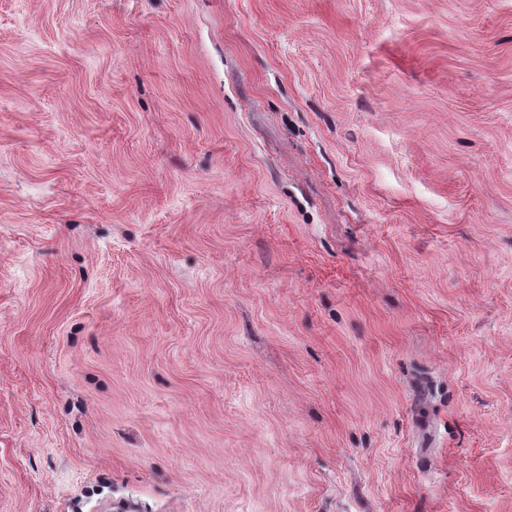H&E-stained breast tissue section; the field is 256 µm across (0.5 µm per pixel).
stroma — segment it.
I'll list each match as a JSON object with an SVG mask.
<instances>
[{
    "label": "stroma",
    "instance_id": "stroma-1",
    "mask_svg": "<svg viewBox=\"0 0 512 512\" xmlns=\"http://www.w3.org/2000/svg\"><path fill=\"white\" fill-rule=\"evenodd\" d=\"M0 512H512V0H0Z\"/></svg>",
    "mask_w": 512,
    "mask_h": 512
}]
</instances>
